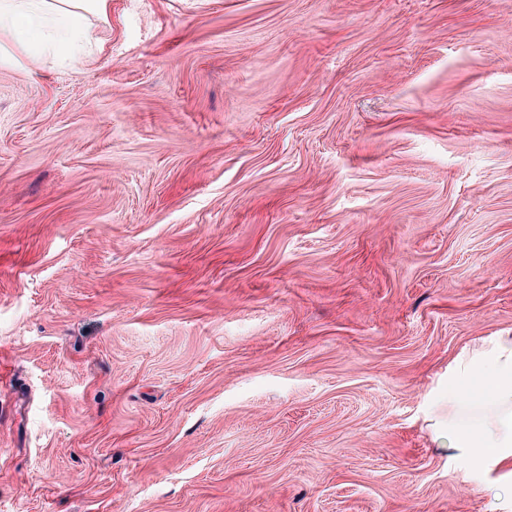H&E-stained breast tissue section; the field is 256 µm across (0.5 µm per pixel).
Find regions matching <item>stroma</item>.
<instances>
[{
	"instance_id": "35a3bbf8",
	"label": "stroma",
	"mask_w": 512,
	"mask_h": 512,
	"mask_svg": "<svg viewBox=\"0 0 512 512\" xmlns=\"http://www.w3.org/2000/svg\"><path fill=\"white\" fill-rule=\"evenodd\" d=\"M0 64V512H512L432 427L512 334V0H111Z\"/></svg>"
}]
</instances>
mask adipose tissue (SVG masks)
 <instances>
[{"mask_svg": "<svg viewBox=\"0 0 512 512\" xmlns=\"http://www.w3.org/2000/svg\"><path fill=\"white\" fill-rule=\"evenodd\" d=\"M109 0H0V62L22 66L89 41L87 18L106 15ZM465 390L444 399L451 447L497 464L512 463V336L456 365Z\"/></svg>", "mask_w": 512, "mask_h": 512, "instance_id": "obj_1", "label": "adipose tissue"}]
</instances>
